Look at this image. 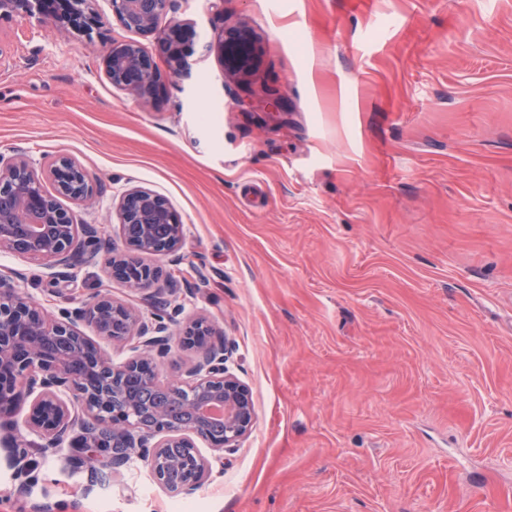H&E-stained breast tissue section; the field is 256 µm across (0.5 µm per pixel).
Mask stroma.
Returning a JSON list of instances; mask_svg holds the SVG:
<instances>
[{
  "instance_id": "35a3bbf8",
  "label": "stroma",
  "mask_w": 512,
  "mask_h": 512,
  "mask_svg": "<svg viewBox=\"0 0 512 512\" xmlns=\"http://www.w3.org/2000/svg\"><path fill=\"white\" fill-rule=\"evenodd\" d=\"M95 10L89 37L0 18V151L76 159L107 230L124 188L169 200L159 377L206 318L255 420L189 496L137 458L94 481L34 445L23 481L0 448V512H512V0H178L191 76L159 65L146 105L104 72L132 32ZM226 32L250 75L225 72ZM21 267L54 313L102 286L140 303L98 263L56 283L0 252Z\"/></svg>"
}]
</instances>
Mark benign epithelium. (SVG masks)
<instances>
[{
    "mask_svg": "<svg viewBox=\"0 0 512 512\" xmlns=\"http://www.w3.org/2000/svg\"><path fill=\"white\" fill-rule=\"evenodd\" d=\"M44 0H0L1 17H35L87 35L98 27L94 0H59L57 13H46ZM112 13L130 32L148 35L174 9V0H111ZM190 23L173 19L161 38L160 51L171 75L188 79L189 43L175 39ZM226 69L245 75L253 50L244 39L218 42ZM112 86L146 99L156 91L157 67L138 41L112 42L103 60ZM53 186L54 193L44 189ZM103 189L88 171L67 155L48 165L18 152L0 151V251L23 262L35 261L54 280H67L79 268L109 252L108 237L97 224L74 221L56 198L88 209ZM118 233L138 252L171 255L184 239L170 203L153 191L130 187L115 204ZM112 277L128 289L161 303L179 289L172 273L114 256L105 260ZM23 273H0V419L12 418L20 400L30 399L24 429L40 440L42 452L57 453L69 444L108 470L134 455L149 467L154 480L174 494L190 495L212 469L196 444L206 442L214 459L238 447L251 431L254 409L248 387L225 366L232 340L207 321L183 329L184 343L195 350L193 362L172 381L158 377L160 360L170 351L169 327L159 313L149 316L110 293H96L59 317L21 292ZM89 324L114 344L134 343L136 355L116 362L82 331ZM3 442L14 449L20 473L27 472L24 442L7 430Z\"/></svg>",
    "mask_w": 512,
    "mask_h": 512,
    "instance_id": "obj_1",
    "label": "benign epithelium"
}]
</instances>
